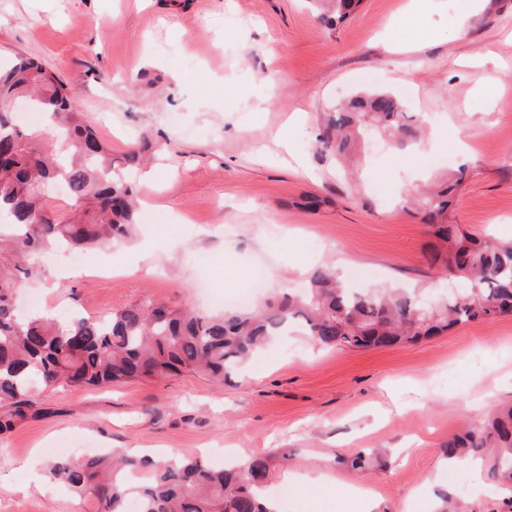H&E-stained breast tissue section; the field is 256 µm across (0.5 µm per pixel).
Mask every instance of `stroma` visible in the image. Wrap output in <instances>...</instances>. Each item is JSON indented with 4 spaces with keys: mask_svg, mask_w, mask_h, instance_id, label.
Here are the masks:
<instances>
[{
    "mask_svg": "<svg viewBox=\"0 0 512 512\" xmlns=\"http://www.w3.org/2000/svg\"><path fill=\"white\" fill-rule=\"evenodd\" d=\"M361 0L329 26L314 0H0V59L38 60L114 158L149 143L141 184L161 230L95 249L92 267L45 261L29 281L43 306L93 317L147 298L198 312L232 308L255 273L263 297L303 288L307 269L376 270L359 289L449 278L403 199L465 169L452 223L512 238V0ZM181 82H173L172 72ZM409 85L410 115L438 131L425 155L365 131L349 166L316 149L328 112L366 90ZM512 402V316L415 344L323 348L289 333L218 385L179 374L108 387L46 388L0 432V512H84L44 489L49 449L79 458L121 449L198 457L214 467L288 449L276 486L287 512H507L487 467L447 466L464 424ZM364 449L382 463L359 476Z\"/></svg>",
    "mask_w": 512,
    "mask_h": 512,
    "instance_id": "35a3bbf8",
    "label": "stroma"
}]
</instances>
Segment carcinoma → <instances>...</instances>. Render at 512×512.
<instances>
[{
    "label": "carcinoma",
    "instance_id": "1",
    "mask_svg": "<svg viewBox=\"0 0 512 512\" xmlns=\"http://www.w3.org/2000/svg\"><path fill=\"white\" fill-rule=\"evenodd\" d=\"M359 3L318 0L338 22ZM75 95L31 58L0 66V404L21 408L37 384L81 388L180 373L222 381L292 325L323 347L369 349L512 314V240L481 238L448 223L464 181L457 170L413 200L431 231L428 264L462 284L435 302L394 289L354 293L332 267L317 266L308 274L305 294L284 291L247 310L198 313L187 305L146 300L106 320L78 312L64 318L20 316L15 293L40 274L36 256L51 248L119 243L131 237L137 221L141 190L112 164L108 147L74 110ZM20 97L32 100L56 138L45 139L14 121L10 105ZM367 127L403 145L424 134L403 100L389 91H367L329 116L320 149L342 157ZM55 184L64 185L70 197L65 219L44 204ZM442 454L485 456L492 478L511 488L512 405L491 409L449 438ZM370 461L363 449L347 458L361 472ZM286 462L283 450L220 469L198 458L116 453L58 458L45 475L87 503L90 512H127L132 496L140 512H270L267 485Z\"/></svg>",
    "mask_w": 512,
    "mask_h": 512
}]
</instances>
